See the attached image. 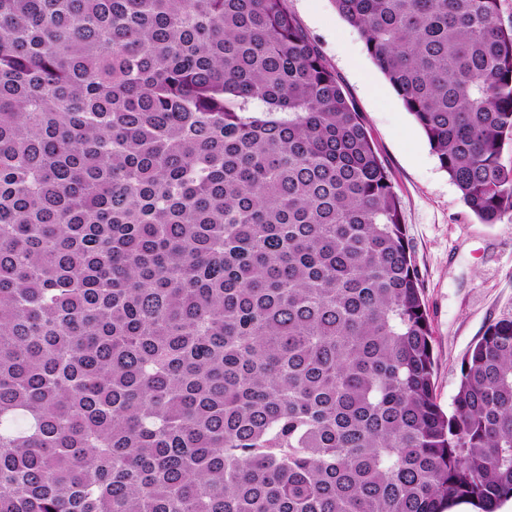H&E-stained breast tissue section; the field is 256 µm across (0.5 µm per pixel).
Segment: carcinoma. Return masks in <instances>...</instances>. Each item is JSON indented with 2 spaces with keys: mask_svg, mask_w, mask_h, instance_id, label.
<instances>
[{
  "mask_svg": "<svg viewBox=\"0 0 512 512\" xmlns=\"http://www.w3.org/2000/svg\"><path fill=\"white\" fill-rule=\"evenodd\" d=\"M482 224L501 0H333ZM401 200L287 0H0V512H497L512 316L434 398Z\"/></svg>",
  "mask_w": 512,
  "mask_h": 512,
  "instance_id": "1",
  "label": "carcinoma"
}]
</instances>
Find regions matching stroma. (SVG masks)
Instances as JSON below:
<instances>
[{"instance_id":"35a3bbf8","label":"stroma","mask_w":512,"mask_h":512,"mask_svg":"<svg viewBox=\"0 0 512 512\" xmlns=\"http://www.w3.org/2000/svg\"><path fill=\"white\" fill-rule=\"evenodd\" d=\"M288 8L362 113L392 174L434 333L435 397L451 411L466 352L490 323L512 316V213L478 223L333 0H288Z\"/></svg>"}]
</instances>
